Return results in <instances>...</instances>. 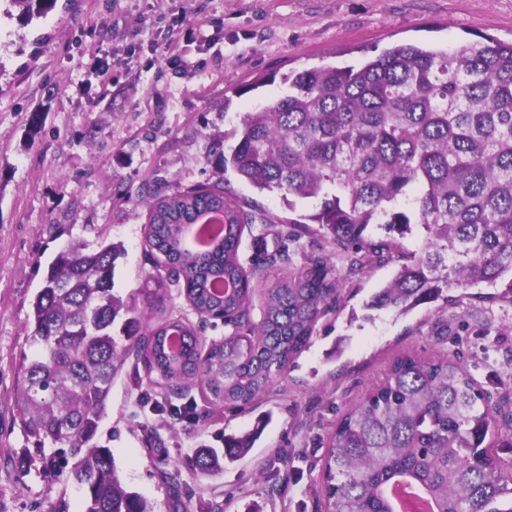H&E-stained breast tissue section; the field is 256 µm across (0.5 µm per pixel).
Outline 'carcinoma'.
<instances>
[{"label": "carcinoma", "mask_w": 512, "mask_h": 512, "mask_svg": "<svg viewBox=\"0 0 512 512\" xmlns=\"http://www.w3.org/2000/svg\"><path fill=\"white\" fill-rule=\"evenodd\" d=\"M27 23L57 0H8ZM288 94L241 118L237 143L220 155L254 189L321 199L311 219L351 250L347 270L365 253L392 252L417 224L420 252L403 263L369 306L405 314L470 284L500 293L481 301L512 303V43L490 36L453 50L396 45L358 67L326 66L284 77ZM146 243L168 267L158 289L182 288L200 316L248 325L206 354L191 324L166 320L142 336L136 307L114 295L119 243L73 241L50 263L32 302L38 346L19 364L17 419L45 467L83 490L78 512H155L122 482L110 448L99 443L112 378L132 354L158 371L169 391L199 385L212 405L248 404L267 391L306 348L337 302L334 264L319 257L268 289L263 316L251 324V285L239 249L255 216L224 197L219 185L147 201ZM214 210L224 225L206 251L182 246V225ZM375 225L388 237L365 235ZM124 319L128 346L112 336ZM264 419L224 451L196 449L190 465L204 474L245 455ZM491 413L475 380L447 355L396 359L377 387L336 425L321 490L331 512H394L389 488L418 486L434 512H512L508 470L484 452Z\"/></svg>", "instance_id": "obj_1"}]
</instances>
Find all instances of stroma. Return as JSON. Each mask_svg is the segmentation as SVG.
Listing matches in <instances>:
<instances>
[{
    "label": "stroma",
    "mask_w": 512,
    "mask_h": 512,
    "mask_svg": "<svg viewBox=\"0 0 512 512\" xmlns=\"http://www.w3.org/2000/svg\"><path fill=\"white\" fill-rule=\"evenodd\" d=\"M0 0V512L71 506L73 484L28 459L15 419V363L34 356L32 301L48 264L70 240L120 242L114 294L133 302L147 324L156 260L145 250L148 192L223 181L224 193L257 223L245 228L239 256L256 285L288 276L307 258L343 247L312 216L316 199L287 205L281 193L254 191L219 173L212 146L243 112L279 99L283 77L325 65L357 66L401 44L456 47L489 35L512 41V0H191L195 34L176 29L181 0H76L23 27ZM43 43H36V36ZM174 42L182 66L156 44ZM44 114L40 130L29 125ZM284 226L288 257L276 258L262 223ZM364 272L340 276L342 296L318 322L306 349L265 394L242 408L207 409L199 388L167 400L142 364L127 359L112 382L100 432L127 486L172 512H330L321 492L334 429L401 355L454 356L488 397L495 428L489 453L512 463V303L469 298L445 311L422 305L404 316L364 304L399 267L370 256ZM164 314L182 316L206 341L233 325L202 320L183 293H165ZM272 418L252 451L214 475L187 465L194 448ZM180 471L172 488L161 475Z\"/></svg>",
    "instance_id": "stroma-1"
}]
</instances>
